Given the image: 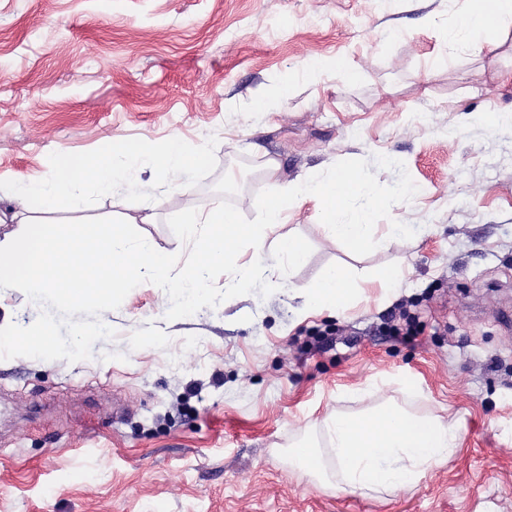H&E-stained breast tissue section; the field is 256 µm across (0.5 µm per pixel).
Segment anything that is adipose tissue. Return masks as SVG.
Here are the masks:
<instances>
[{
  "label": "adipose tissue",
  "mask_w": 512,
  "mask_h": 512,
  "mask_svg": "<svg viewBox=\"0 0 512 512\" xmlns=\"http://www.w3.org/2000/svg\"><path fill=\"white\" fill-rule=\"evenodd\" d=\"M512 20V0H464L450 45L482 48L487 31ZM209 156L203 149L173 137L157 146L136 141L120 143L101 155L60 154L54 173L44 180L17 179L0 204V223L14 224L15 232L0 239V288L38 295L54 290L61 299L104 301L122 292L134 280L148 276L167 281L193 305L203 294V270L234 264V247L241 241L263 249L268 231L283 223L288 201L305 197L315 202L323 221L337 240L358 250L370 239L372 208L349 218L352 204L362 191L356 173L337 169L334 176L285 183L280 192L260 206L261 220L243 223L236 209L216 200L198 216L205 233L192 262L173 271L168 253L147 236L132 241L126 220H112L87 228L66 224L49 228L44 214L73 208L80 188L92 187L108 196L127 170L150 175H171L186 180L205 168ZM306 306L316 310L344 311L357 295L346 269H329L316 283L302 287ZM336 465V482L362 492L392 494L413 489L425 474L456 454L461 432L453 421L417 414L395 401L356 412L333 411L322 421Z\"/></svg>",
  "instance_id": "obj_1"
}]
</instances>
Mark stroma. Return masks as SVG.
Here are the masks:
<instances>
[{
  "mask_svg": "<svg viewBox=\"0 0 512 512\" xmlns=\"http://www.w3.org/2000/svg\"><path fill=\"white\" fill-rule=\"evenodd\" d=\"M458 0H0V185L59 154L175 136L209 153L189 192L128 170L55 224L132 219L181 269L185 219L216 198L258 221L268 160L293 182L353 169L371 241H337L312 202L267 235L305 263L225 296L209 268L191 309L144 280L109 302L0 292V512H512V23L449 50ZM343 57L355 80L315 61ZM273 94L264 112L257 93ZM156 205L155 223L139 218ZM404 225L403 234L391 232ZM332 267L359 288L343 316L298 287ZM400 278L378 283L385 269ZM404 304L410 335L389 317ZM92 329L86 338L82 329ZM405 392H398V385ZM370 390L367 401L357 394ZM457 421L459 451L411 491L313 483L289 449L332 455L320 422L389 399ZM276 248L278 253L288 261V266H300L306 259V246L297 237H280L277 240ZM1 336H16L26 347L51 346V337L44 325H20L18 323L5 324L4 334L0 325Z\"/></svg>",
  "mask_w": 512,
  "mask_h": 512,
  "instance_id": "35a3bbf8",
  "label": "stroma"
}]
</instances>
